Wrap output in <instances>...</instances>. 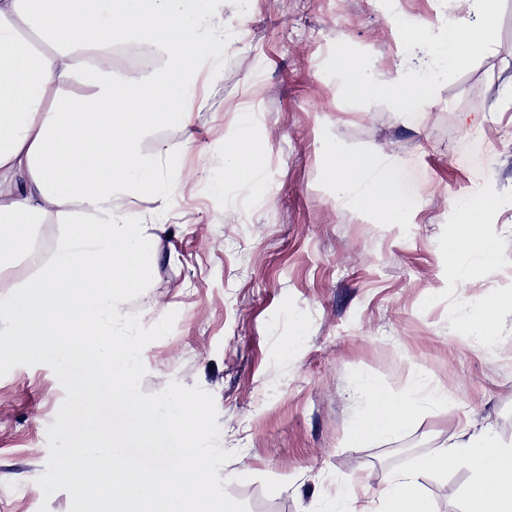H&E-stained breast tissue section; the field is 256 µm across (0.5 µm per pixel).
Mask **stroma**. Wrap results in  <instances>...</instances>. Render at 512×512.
Returning a JSON list of instances; mask_svg holds the SVG:
<instances>
[{"label": "stroma", "mask_w": 512, "mask_h": 512, "mask_svg": "<svg viewBox=\"0 0 512 512\" xmlns=\"http://www.w3.org/2000/svg\"><path fill=\"white\" fill-rule=\"evenodd\" d=\"M241 47L207 53L186 101L188 129L146 132L174 156L139 203L154 259L120 304L141 349L148 402L198 401L211 477L238 512H330L338 486L379 507L388 478L461 432L512 443V303L494 347L468 315L512 293V0H500L487 48L439 79L413 112L391 100L343 104L342 59L398 82L401 16L437 29L462 0H218ZM251 118L254 175L225 180L224 146ZM388 158L413 197L405 223L380 224L338 197L336 155ZM496 197L483 232L500 267L448 263L459 211ZM392 394L417 381L446 392L390 439L351 444L364 402L357 374ZM90 407L62 354L20 355L0 335V512H85L58 462L76 447L74 406ZM466 470L420 480L437 512H463Z\"/></svg>", "instance_id": "stroma-1"}]
</instances>
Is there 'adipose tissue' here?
Wrapping results in <instances>:
<instances>
[{
	"mask_svg": "<svg viewBox=\"0 0 512 512\" xmlns=\"http://www.w3.org/2000/svg\"><path fill=\"white\" fill-rule=\"evenodd\" d=\"M480 23L454 20L439 31L404 26L408 50L435 54L408 81L391 85L348 60L360 96L389 97L411 112L431 85L466 63L471 44H484L498 0H469ZM224 18L209 0H0V281L17 260L37 276L18 298L0 296L12 313L17 349L54 346L80 361L86 381L105 380L112 397L100 401L82 429L81 452L60 467L77 497L99 491L92 512H190L208 500L212 455L206 445L203 403L170 401L167 413L138 394L140 348L124 333L119 302L154 259L153 237L135 204L154 196L159 156L145 152L148 128L187 126L184 103L195 85L202 53L225 44ZM151 47L163 61L151 74L113 64ZM332 178L345 202L382 224L403 223L409 204L402 171L393 162L343 157ZM465 249L493 268L502 257L487 248L480 210L461 211ZM65 220L64 241L52 252L36 246V231ZM365 406L351 439L364 442L402 433L429 392L423 383L406 395L386 394L357 375ZM175 447L144 473L133 448ZM463 467L469 473L465 512H512V445L487 431L464 435L418 456L388 483L382 512H435L420 488L427 474Z\"/></svg>",
	"mask_w": 512,
	"mask_h": 512,
	"instance_id": "obj_1",
	"label": "adipose tissue"
}]
</instances>
